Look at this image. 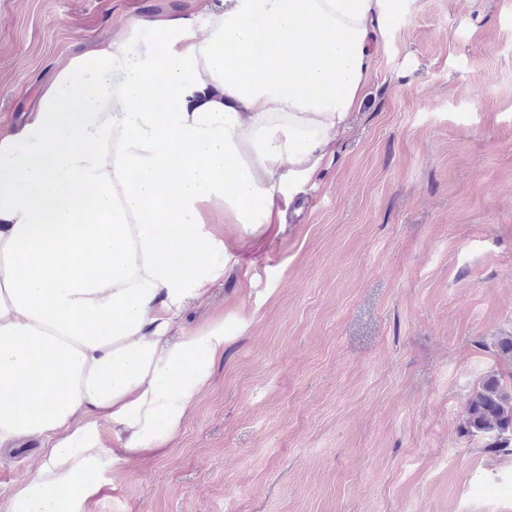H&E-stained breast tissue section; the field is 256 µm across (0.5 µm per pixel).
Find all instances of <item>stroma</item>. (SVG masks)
Here are the masks:
<instances>
[{"mask_svg": "<svg viewBox=\"0 0 512 512\" xmlns=\"http://www.w3.org/2000/svg\"><path fill=\"white\" fill-rule=\"evenodd\" d=\"M191 4L0 0V122L129 19ZM300 199L184 312L227 340L174 439L82 512H512V454L461 430L512 372V0H405ZM41 456L0 453V497Z\"/></svg>", "mask_w": 512, "mask_h": 512, "instance_id": "35a3bbf8", "label": "stroma"}]
</instances>
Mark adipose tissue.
<instances>
[{"instance_id": "adipose-tissue-1", "label": "adipose tissue", "mask_w": 512, "mask_h": 512, "mask_svg": "<svg viewBox=\"0 0 512 512\" xmlns=\"http://www.w3.org/2000/svg\"><path fill=\"white\" fill-rule=\"evenodd\" d=\"M403 0H201L71 57L0 127V449L41 440L0 512H81L166 447L224 356L181 317L232 244L286 224Z\"/></svg>"}]
</instances>
